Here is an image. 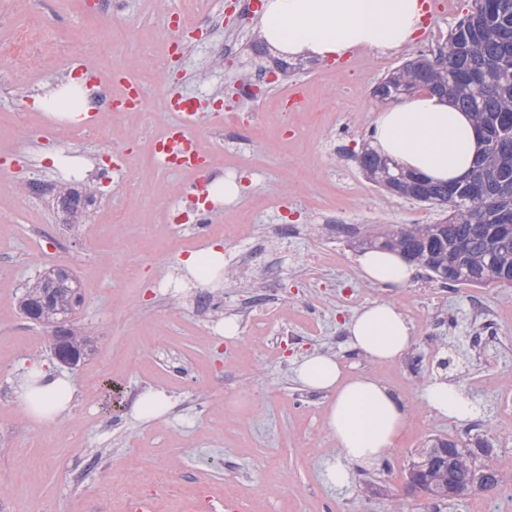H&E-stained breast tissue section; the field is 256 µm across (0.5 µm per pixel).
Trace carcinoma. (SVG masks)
I'll use <instances>...</instances> for the list:
<instances>
[{"label": "carcinoma", "instance_id": "carcinoma-1", "mask_svg": "<svg viewBox=\"0 0 512 512\" xmlns=\"http://www.w3.org/2000/svg\"><path fill=\"white\" fill-rule=\"evenodd\" d=\"M475 70L483 74L484 88L477 92L459 91L453 86L458 75ZM421 87L445 90L457 107L472 115L479 126L497 132V124L512 115V0H471L466 17L448 34V39L430 55L420 54L405 61L386 75L375 87L374 96L381 103L403 99ZM488 170L485 195L465 199L455 209L447 224L415 225L404 234L393 232L362 242L365 248L390 250L413 249L422 258L428 242L438 244L442 256L459 265L455 283L483 285L487 282L512 283V236L495 235L482 224V218L494 210L503 181L512 182V152L504 155L495 149L484 151ZM95 186L86 185L75 194H59L70 211L78 214V202L94 197ZM51 293L50 308L42 322L58 323L59 330L71 336L73 347L85 358L92 338L73 330L69 318L82 300L81 286L71 275L48 274L27 288L21 301L26 309L29 296ZM441 439L428 441L415 459L417 466L430 478L429 490L436 499L448 497L446 471L437 459L436 448ZM485 448H465L456 461L452 474L463 484L479 487L497 470L487 461Z\"/></svg>", "mask_w": 512, "mask_h": 512}]
</instances>
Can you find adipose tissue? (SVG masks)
Listing matches in <instances>:
<instances>
[{"label":"adipose tissue","instance_id":"adipose-tissue-1","mask_svg":"<svg viewBox=\"0 0 512 512\" xmlns=\"http://www.w3.org/2000/svg\"><path fill=\"white\" fill-rule=\"evenodd\" d=\"M261 34L277 52L291 57L326 58L355 47L397 49L412 42L422 22L420 0H262ZM375 149L405 170L433 182L464 178L483 147L469 114L444 96L420 92L379 112L372 126ZM370 283L406 285L414 266L399 252L368 250L358 257ZM346 345L374 362L395 363L411 349V327L395 306L376 300L359 308L344 326ZM296 380L307 390L328 394L324 427L338 453L325 469L327 483L349 486L354 468H372L394 448L406 427L407 411L392 389L368 376L344 377L337 356L314 352L294 364ZM70 380L39 368L22 381L19 399L41 422L63 419L72 402ZM422 399L438 418L472 419L476 403L444 374L432 375Z\"/></svg>","mask_w":512,"mask_h":512}]
</instances>
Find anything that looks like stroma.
<instances>
[{"label": "stroma", "instance_id": "stroma-1", "mask_svg": "<svg viewBox=\"0 0 512 512\" xmlns=\"http://www.w3.org/2000/svg\"><path fill=\"white\" fill-rule=\"evenodd\" d=\"M188 25L174 35L151 0H123L100 16L92 0H0V75L9 48L29 31L49 61L33 85L0 87V512H124L127 499L164 478L171 497L160 512H178V497L208 488L247 497L250 512H512V285H442L417 268L408 284L383 288L366 281L356 258L363 240L413 224L443 220L444 208L380 189L362 172L357 154L382 109L373 95L381 79L406 60L435 49L466 15L470 0H436L408 47L355 50L337 60H289L285 78L266 85L257 111L239 105L235 82L272 68L275 53L256 34L260 0L250 15L229 11L230 0H174ZM236 51L221 56L225 41ZM85 60L96 70L125 71L142 86L146 106L100 121L95 136L66 129L69 150L46 145L39 97L64 91V76ZM304 110L284 113L291 90ZM182 94L205 112L255 120L253 131L225 137L221 159L240 187L223 206L225 222L251 224L254 234L233 241L199 235L195 223L173 218L195 196L183 172L154 163L159 136L174 117L165 102ZM31 113L22 129L19 113ZM126 145L113 180L89 176L112 142ZM39 179L74 191L92 183L96 196L80 219L54 198L18 193L19 181ZM135 191H125L124 181ZM129 222L115 228L113 207ZM294 226L264 255L275 265L276 319L228 338L197 317V286L183 261L216 247L225 269L251 255L271 225ZM65 268L82 287L72 316L94 335L78 366L59 364L48 330L28 321L19 298L30 282ZM175 285L173 294L158 281ZM395 304L414 343L394 364L374 363L348 349L344 325L373 300ZM338 356L344 372L371 375L407 409L395 448L373 469H353L344 490L324 478L336 455L323 417L326 394L303 389L293 373L302 354ZM448 359V376L476 401L465 423L432 416L422 387ZM34 366L67 376L75 395L68 416L47 424L21 406L16 388ZM152 389L171 407L156 419L138 417V395ZM484 442L502 481L490 492L438 501L407 486V470L428 439Z\"/></svg>", "mask_w": 512, "mask_h": 512}]
</instances>
